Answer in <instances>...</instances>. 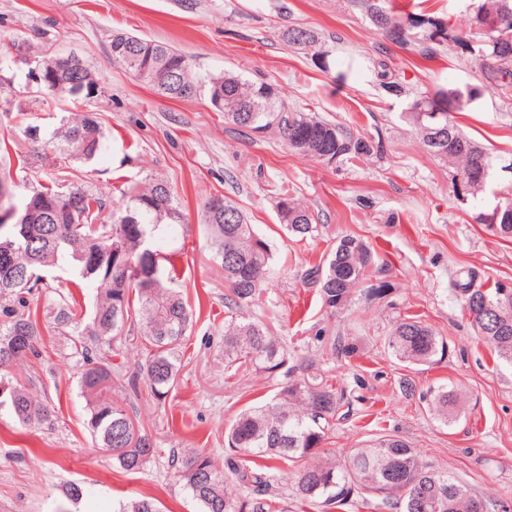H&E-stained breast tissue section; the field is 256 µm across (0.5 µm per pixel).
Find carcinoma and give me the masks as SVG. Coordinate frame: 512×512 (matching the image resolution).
<instances>
[{
    "label": "carcinoma",
    "instance_id": "obj_1",
    "mask_svg": "<svg viewBox=\"0 0 512 512\" xmlns=\"http://www.w3.org/2000/svg\"><path fill=\"white\" fill-rule=\"evenodd\" d=\"M348 2L385 39L411 48L425 61L438 59L445 46L452 47L459 60L479 67L481 78L503 104H512V0H478L465 29L431 13L398 14L391 0ZM491 15L501 20L500 28L486 29ZM285 38L302 48L318 42L317 34L306 28H291ZM110 53L135 80L161 95L189 100L204 92L228 122L254 133L273 131L289 148L319 161L343 163L379 151L374 138L354 135L280 100L271 84L251 83L232 73L197 80L191 59L166 43L117 34ZM86 63L77 57L58 67L39 83L41 91L65 98L85 80L98 84L96 76L82 68ZM375 76L386 93L405 92L399 73L388 64L378 63ZM480 96L475 87L418 92L403 112L425 151L448 166L453 191L465 201L477 200L498 178L496 159L464 134L452 116ZM51 143L56 156L42 152L38 158L46 166L56 163L61 168V159L94 161L105 148V136L97 117L87 112L62 116ZM16 189L9 176L0 175V270L16 269L21 280L16 288L0 285V392L9 397L21 422H51L48 405L12 382L10 370L39 354L42 329L64 332L80 322V315L69 295L59 292L48 298L42 317L32 311L31 298L49 287L46 276L55 268L65 267L81 280L97 282L99 293L87 338L73 341L80 388L90 406L87 427L120 468L138 472L163 449L112 392L125 381L137 395L142 381L154 399L167 397L193 323L189 304L174 287L173 272L161 263L160 231L182 218L174 187L161 176L134 182L118 205L78 187L43 186L21 198ZM500 196V202L475 214V221L511 239L512 182L502 187ZM277 211L294 236L304 239L316 232L317 217L290 196L279 199ZM205 223L232 293L229 306L235 310V316L224 322V371L235 373L249 366L275 375L287 367L288 349L264 324L243 313V307L259 299L268 277V245L243 211L227 199L224 211L217 217L206 216ZM95 255L100 262L92 266L88 257ZM387 267L363 239L346 234L324 263L303 272L302 280L336 311L348 306L365 284L371 294L389 293L388 283L376 289L369 285ZM453 289L478 338L512 365V287L487 288L471 270L454 281ZM131 337L144 347L145 358L136 374L126 379L110 353H119L113 345ZM388 348L398 359L419 364L445 356L447 343L423 322L407 317L394 324ZM343 400L344 393L310 362L269 402L237 415L227 435L231 454L224 459V469H217L205 453L188 451L171 460L176 477L202 512H270L275 507L270 495L272 471L288 467L296 496L306 503L322 499L345 506L366 490L380 498V505L397 512H509L503 502L470 494L448 473L426 469L415 449L402 439L383 437L347 458L332 455L325 444ZM458 402L455 391L440 388L428 408L446 424ZM232 481L244 488L237 498L225 492ZM118 512L160 510L153 500L138 498Z\"/></svg>",
    "mask_w": 512,
    "mask_h": 512
}]
</instances>
